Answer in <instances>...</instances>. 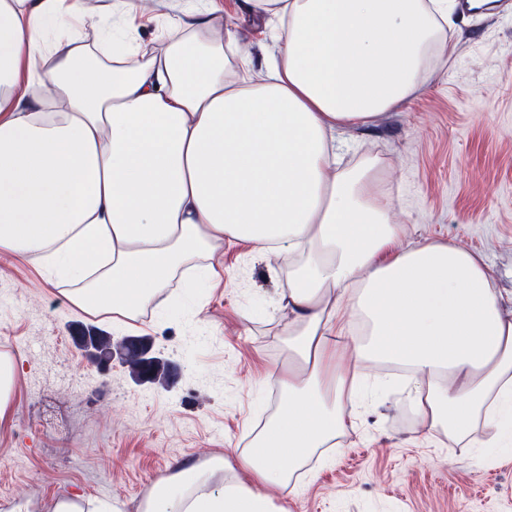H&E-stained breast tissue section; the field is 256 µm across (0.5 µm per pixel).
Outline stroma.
<instances>
[{
    "label": "stroma",
    "mask_w": 512,
    "mask_h": 512,
    "mask_svg": "<svg viewBox=\"0 0 512 512\" xmlns=\"http://www.w3.org/2000/svg\"><path fill=\"white\" fill-rule=\"evenodd\" d=\"M208 0H145L132 34L156 45L157 24L198 34ZM262 78L274 46L242 0H219ZM452 56L435 55L420 91L348 130L346 166L373 158L410 239L442 238L482 253L512 295V0L459 13ZM208 280L186 266L142 314L120 322L88 315L35 262L0 252V352L17 371L11 420L0 428V512L26 498L48 512L69 494L137 512L174 465L232 455L280 406L266 372L288 362L279 292L287 256L261 260L225 241ZM97 329L120 343L145 337L167 373L133 376L114 359L89 362L74 336ZM358 425L272 490L290 512H512V455L491 458L448 437L424 438L400 378L375 366Z\"/></svg>",
    "instance_id": "obj_1"
}]
</instances>
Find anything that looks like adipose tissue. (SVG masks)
I'll list each match as a JSON object with an SVG mask.
<instances>
[{
    "mask_svg": "<svg viewBox=\"0 0 512 512\" xmlns=\"http://www.w3.org/2000/svg\"><path fill=\"white\" fill-rule=\"evenodd\" d=\"M272 16L265 79L224 64L232 30L176 22L154 51L86 0H0V252L71 304L147 309L225 240L299 263L280 304L289 364L251 448L159 477L138 512H288L270 491L354 427L340 403L373 365L407 371L426 431L512 450V304L482 254L405 243L374 161L342 170L350 128L421 88L454 0H243Z\"/></svg>",
    "mask_w": 512,
    "mask_h": 512,
    "instance_id": "ef3b65f1",
    "label": "adipose tissue"
}]
</instances>
